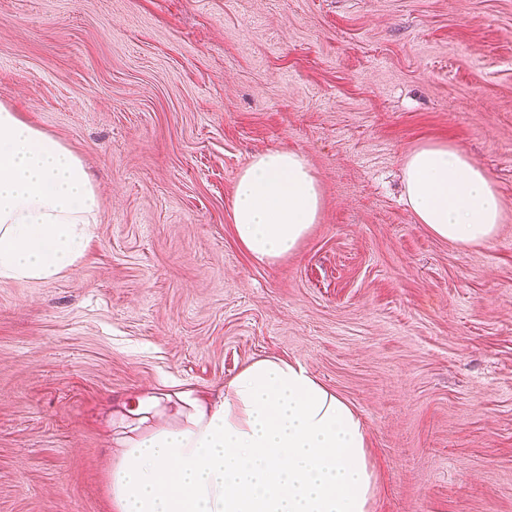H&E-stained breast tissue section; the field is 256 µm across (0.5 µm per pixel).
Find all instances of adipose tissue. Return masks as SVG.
<instances>
[{
  "label": "adipose tissue",
  "instance_id": "obj_1",
  "mask_svg": "<svg viewBox=\"0 0 512 512\" xmlns=\"http://www.w3.org/2000/svg\"><path fill=\"white\" fill-rule=\"evenodd\" d=\"M417 223L461 245L491 241L500 196L445 142L403 161ZM322 193L304 157L254 156L232 195L238 244L271 262L294 252ZM98 198L80 158L0 106V278L48 281L83 257ZM113 512H371L376 480L360 414L297 362L247 363L206 395L176 383L135 396L115 420Z\"/></svg>",
  "mask_w": 512,
  "mask_h": 512
}]
</instances>
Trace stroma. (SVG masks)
<instances>
[{
  "mask_svg": "<svg viewBox=\"0 0 512 512\" xmlns=\"http://www.w3.org/2000/svg\"><path fill=\"white\" fill-rule=\"evenodd\" d=\"M0 105L99 200L55 280L0 279V512H112V417L301 363L363 417L373 512H512V0H0ZM462 148L494 239L417 223L402 161ZM295 151L323 206L244 253L236 179Z\"/></svg>",
  "mask_w": 512,
  "mask_h": 512,
  "instance_id": "35a3bbf8",
  "label": "stroma"
}]
</instances>
